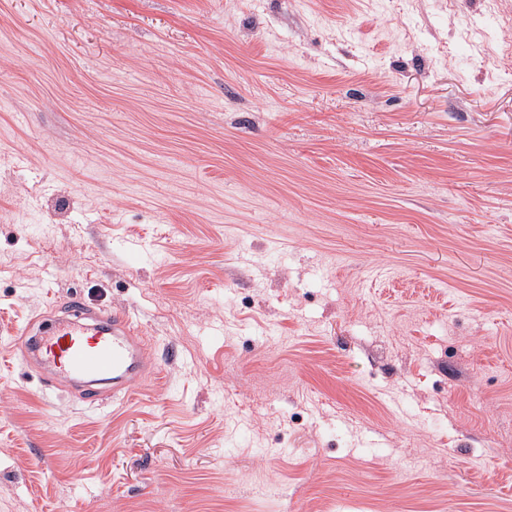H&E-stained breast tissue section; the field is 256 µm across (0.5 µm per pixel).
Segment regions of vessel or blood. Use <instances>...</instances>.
<instances>
[{"label":"vessel or blood","instance_id":"obj_1","mask_svg":"<svg viewBox=\"0 0 512 512\" xmlns=\"http://www.w3.org/2000/svg\"><path fill=\"white\" fill-rule=\"evenodd\" d=\"M37 336H23L22 353L37 355L48 367L45 386L61 381L91 385L94 396H132L153 371L144 357L147 338L127 312L101 313L73 300L67 317L39 318Z\"/></svg>","mask_w":512,"mask_h":512}]
</instances>
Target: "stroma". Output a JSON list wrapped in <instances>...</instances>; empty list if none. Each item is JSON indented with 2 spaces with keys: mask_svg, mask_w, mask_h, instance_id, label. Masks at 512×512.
Returning a JSON list of instances; mask_svg holds the SVG:
<instances>
[{
  "mask_svg": "<svg viewBox=\"0 0 512 512\" xmlns=\"http://www.w3.org/2000/svg\"><path fill=\"white\" fill-rule=\"evenodd\" d=\"M512 0H0V512H512ZM158 366L46 390L73 296Z\"/></svg>",
  "mask_w": 512,
  "mask_h": 512,
  "instance_id": "obj_1",
  "label": "stroma"
}]
</instances>
